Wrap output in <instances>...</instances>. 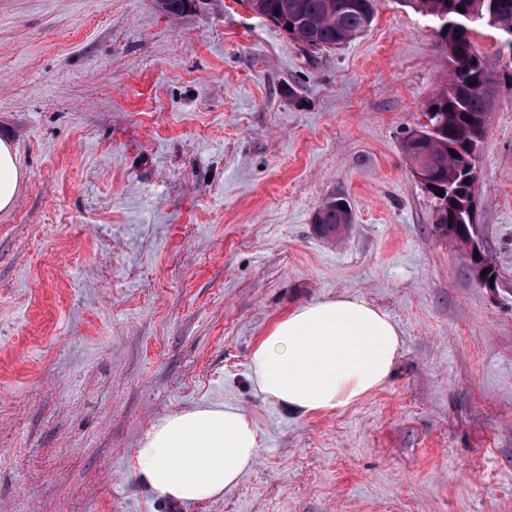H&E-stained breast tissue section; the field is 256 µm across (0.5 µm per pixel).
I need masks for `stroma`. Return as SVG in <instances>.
Masks as SVG:
<instances>
[{
  "label": "stroma",
  "mask_w": 512,
  "mask_h": 512,
  "mask_svg": "<svg viewBox=\"0 0 512 512\" xmlns=\"http://www.w3.org/2000/svg\"><path fill=\"white\" fill-rule=\"evenodd\" d=\"M376 5L309 53L243 0H0V138L25 173L0 212V512H512V56L473 32L491 291L403 153L448 60L419 13ZM334 193L353 222L329 239ZM338 296L398 324L393 375L342 411L264 401L254 345ZM224 403L262 448L234 488L176 504L134 474L158 419ZM345 199L342 195L333 194L324 200L314 219L321 234H335L343 225L352 223V211L341 209L338 204Z\"/></svg>",
  "instance_id": "obj_1"
}]
</instances>
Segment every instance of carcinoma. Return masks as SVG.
Masks as SVG:
<instances>
[{
    "mask_svg": "<svg viewBox=\"0 0 512 512\" xmlns=\"http://www.w3.org/2000/svg\"><path fill=\"white\" fill-rule=\"evenodd\" d=\"M250 9L287 31L307 50L334 49L370 27L376 0H247ZM422 14L448 58L450 82L430 100V127L420 145L408 152L413 162L433 175L426 185L435 195L432 224L442 237L467 244L473 234L468 212L475 198V164L468 148L484 132L492 104L488 88V59L471 40L474 28L498 30L501 46L512 53V0H400ZM292 29H287V26ZM454 153H449V150ZM443 195H437V192ZM342 195L328 196L315 216L323 235L352 223L351 212L341 208Z\"/></svg>",
    "mask_w": 512,
    "mask_h": 512,
    "instance_id": "obj_1",
    "label": "carcinoma"
}]
</instances>
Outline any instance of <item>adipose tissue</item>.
Segmentation results:
<instances>
[{"label":"adipose tissue","instance_id":"adipose-tissue-1","mask_svg":"<svg viewBox=\"0 0 512 512\" xmlns=\"http://www.w3.org/2000/svg\"><path fill=\"white\" fill-rule=\"evenodd\" d=\"M24 174L17 150L0 138V211ZM401 332L388 313L340 296L279 317L253 348L250 379L264 400L304 415L353 406L386 384L401 357ZM261 452L257 427L241 408L204 405L157 421L133 451V470L161 497L204 502L236 486Z\"/></svg>","mask_w":512,"mask_h":512}]
</instances>
